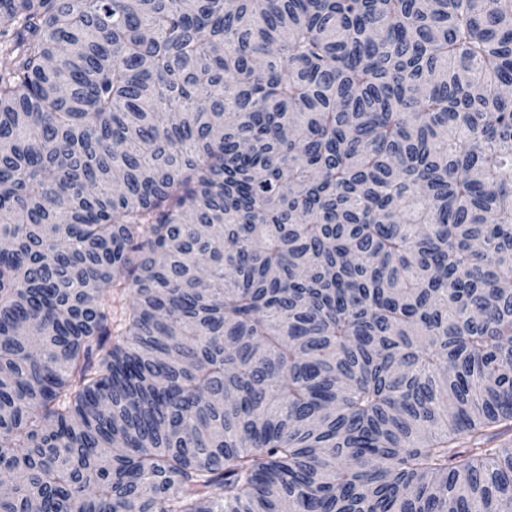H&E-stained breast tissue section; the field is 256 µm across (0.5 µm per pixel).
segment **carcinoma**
Returning a JSON list of instances; mask_svg holds the SVG:
<instances>
[{
	"mask_svg": "<svg viewBox=\"0 0 512 512\" xmlns=\"http://www.w3.org/2000/svg\"><path fill=\"white\" fill-rule=\"evenodd\" d=\"M1 239L0 512H512V0H0Z\"/></svg>",
	"mask_w": 512,
	"mask_h": 512,
	"instance_id": "carcinoma-1",
	"label": "carcinoma"
}]
</instances>
